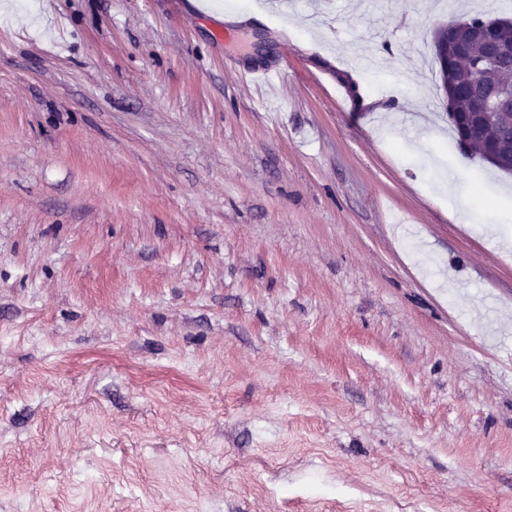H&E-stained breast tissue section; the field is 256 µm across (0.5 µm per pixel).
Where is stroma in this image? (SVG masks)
<instances>
[{
	"instance_id": "obj_1",
	"label": "stroma",
	"mask_w": 512,
	"mask_h": 512,
	"mask_svg": "<svg viewBox=\"0 0 512 512\" xmlns=\"http://www.w3.org/2000/svg\"><path fill=\"white\" fill-rule=\"evenodd\" d=\"M474 14L0 0V512H512V175L430 41Z\"/></svg>"
}]
</instances>
